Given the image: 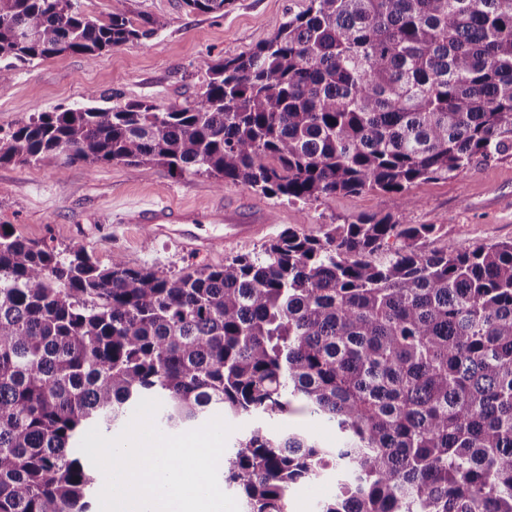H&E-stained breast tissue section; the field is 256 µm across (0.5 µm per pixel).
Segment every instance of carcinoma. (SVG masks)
<instances>
[{
  "label": "carcinoma",
  "instance_id": "1",
  "mask_svg": "<svg viewBox=\"0 0 512 512\" xmlns=\"http://www.w3.org/2000/svg\"><path fill=\"white\" fill-rule=\"evenodd\" d=\"M229 0H185L222 13ZM113 0H0L10 61L149 39ZM203 172L290 203L406 194L512 157V0H308L185 105L77 104L0 137L58 158ZM435 224L363 216L284 230L263 256L172 274L102 266L0 226V512H91L78 444L143 398L169 427L213 411L332 423L327 448L257 426L224 456L246 512L340 478L320 512H512V241L424 250Z\"/></svg>",
  "mask_w": 512,
  "mask_h": 512
}]
</instances>
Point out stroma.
<instances>
[{
  "label": "stroma",
  "instance_id": "1",
  "mask_svg": "<svg viewBox=\"0 0 512 512\" xmlns=\"http://www.w3.org/2000/svg\"><path fill=\"white\" fill-rule=\"evenodd\" d=\"M306 6L307 0H232L223 13L204 14L190 11L184 0H127L131 17H151L157 33L93 58L70 55L17 64L9 88L0 91V132L35 113L85 103L92 94L116 105L191 103L205 92L213 63L251 52L274 35L288 12ZM227 199L260 203L276 220L255 239L226 245L223 225H193V232L220 240L205 252L183 249L176 236L152 235L143 225L123 221L132 209L170 204L203 211ZM361 215L438 225L425 244L429 250L511 241L512 157L475 165L452 179L416 183L405 198L364 191L297 205L241 185L218 187L205 173L178 176L157 165L0 164V224L60 249L83 246L104 266L116 254L135 268L175 273L220 266L237 255L261 253L285 229L316 235L323 225L348 224ZM336 481L335 471L329 470L316 481L294 486L288 512H319Z\"/></svg>",
  "mask_w": 512,
  "mask_h": 512
}]
</instances>
